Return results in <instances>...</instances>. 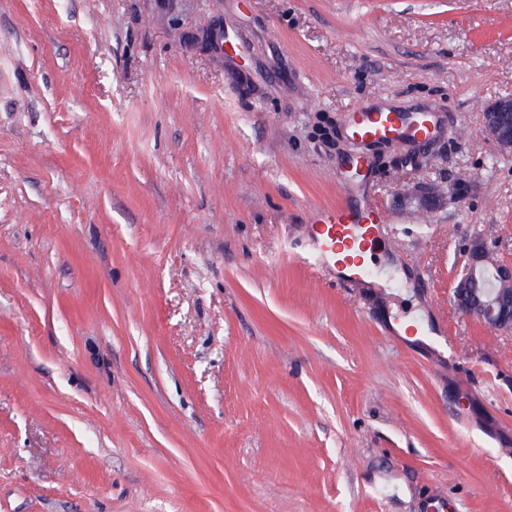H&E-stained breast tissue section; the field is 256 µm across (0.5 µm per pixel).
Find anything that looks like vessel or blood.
Instances as JSON below:
<instances>
[{
  "label": "vessel or blood",
  "mask_w": 512,
  "mask_h": 512,
  "mask_svg": "<svg viewBox=\"0 0 512 512\" xmlns=\"http://www.w3.org/2000/svg\"><path fill=\"white\" fill-rule=\"evenodd\" d=\"M342 122L361 143L414 141L424 143L441 128L440 117L430 111L395 112L366 104L345 112ZM385 211L372 199L352 207L317 211L315 230L305 243L304 262L318 269L345 267L350 287H361L365 272L357 257L372 241L380 225L387 223Z\"/></svg>",
  "instance_id": "b4317fda"
}]
</instances>
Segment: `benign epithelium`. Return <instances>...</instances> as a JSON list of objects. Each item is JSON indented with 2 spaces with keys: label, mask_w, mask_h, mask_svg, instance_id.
Instances as JSON below:
<instances>
[{
  "label": "benign epithelium",
  "mask_w": 512,
  "mask_h": 512,
  "mask_svg": "<svg viewBox=\"0 0 512 512\" xmlns=\"http://www.w3.org/2000/svg\"><path fill=\"white\" fill-rule=\"evenodd\" d=\"M482 129L487 139L501 152H512V96L490 103L482 112ZM491 262L490 252L481 241L475 242L469 252L462 279L485 280V299L459 284L455 302L468 316H473L502 334H512V265Z\"/></svg>",
  "instance_id": "obj_1"
}]
</instances>
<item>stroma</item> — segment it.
<instances>
[{"mask_svg":"<svg viewBox=\"0 0 512 512\" xmlns=\"http://www.w3.org/2000/svg\"><path fill=\"white\" fill-rule=\"evenodd\" d=\"M511 95L512 0H0V512H512V335L451 300ZM367 194L368 284L290 257ZM482 129L499 151L512 152V96L500 97L486 106ZM342 122L352 137L364 144L381 141L425 143L441 128L440 117L435 112L385 111L367 104L345 112Z\"/></svg>","mask_w":512,"mask_h":512,"instance_id":"1","label":"stroma"}]
</instances>
